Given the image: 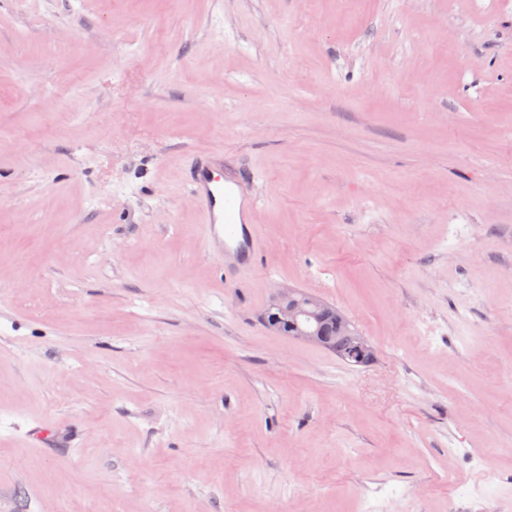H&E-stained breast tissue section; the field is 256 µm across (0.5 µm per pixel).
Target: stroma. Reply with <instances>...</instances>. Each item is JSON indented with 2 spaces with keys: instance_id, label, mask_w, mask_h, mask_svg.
Listing matches in <instances>:
<instances>
[{
  "instance_id": "35a3bbf8",
  "label": "stroma",
  "mask_w": 512,
  "mask_h": 512,
  "mask_svg": "<svg viewBox=\"0 0 512 512\" xmlns=\"http://www.w3.org/2000/svg\"><path fill=\"white\" fill-rule=\"evenodd\" d=\"M192 147L256 173L234 288ZM281 287L374 360L268 329ZM473 499L512 512V0H0V512Z\"/></svg>"
}]
</instances>
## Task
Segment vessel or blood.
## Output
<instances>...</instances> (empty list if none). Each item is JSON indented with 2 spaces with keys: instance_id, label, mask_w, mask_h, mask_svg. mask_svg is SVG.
<instances>
[{
  "instance_id": "vessel-or-blood-1",
  "label": "vessel or blood",
  "mask_w": 512,
  "mask_h": 512,
  "mask_svg": "<svg viewBox=\"0 0 512 512\" xmlns=\"http://www.w3.org/2000/svg\"><path fill=\"white\" fill-rule=\"evenodd\" d=\"M183 168L186 191L205 226L206 248L233 258L221 266V280L258 270L263 264L260 231L252 222L257 195L242 193L238 184L225 181L223 152L187 151Z\"/></svg>"
}]
</instances>
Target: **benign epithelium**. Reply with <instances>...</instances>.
Wrapping results in <instances>:
<instances>
[{
    "label": "benign epithelium",
    "mask_w": 512,
    "mask_h": 512,
    "mask_svg": "<svg viewBox=\"0 0 512 512\" xmlns=\"http://www.w3.org/2000/svg\"><path fill=\"white\" fill-rule=\"evenodd\" d=\"M295 294L296 291L290 288H282L271 298L264 314L269 328L289 331L299 341L323 348L329 340L325 328L331 325L347 336L346 354L350 361L374 359L373 346L363 337L349 333V320L342 312L316 295L308 294L298 301L294 299Z\"/></svg>",
    "instance_id": "benign-epithelium-1"
}]
</instances>
